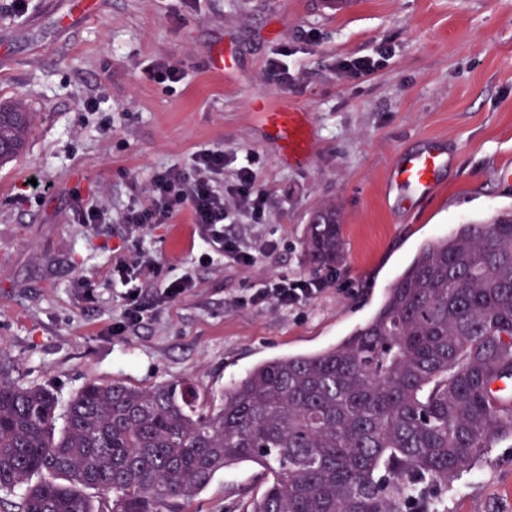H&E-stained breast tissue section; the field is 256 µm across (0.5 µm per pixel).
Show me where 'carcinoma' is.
I'll return each instance as SVG.
<instances>
[{
  "instance_id": "cac0c4a2",
  "label": "carcinoma",
  "mask_w": 512,
  "mask_h": 512,
  "mask_svg": "<svg viewBox=\"0 0 512 512\" xmlns=\"http://www.w3.org/2000/svg\"><path fill=\"white\" fill-rule=\"evenodd\" d=\"M32 122L0 105V164ZM304 252L316 274L344 262L335 205L313 214ZM505 380L511 208L425 242L367 321L256 363L217 400L189 379L92 381L61 407L0 379V512H168L244 463L266 478L250 512H440L441 491L512 439V401L493 391Z\"/></svg>"
}]
</instances>
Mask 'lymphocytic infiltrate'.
Here are the masks:
<instances>
[{"label":"lymphocytic infiltrate","mask_w":512,"mask_h":512,"mask_svg":"<svg viewBox=\"0 0 512 512\" xmlns=\"http://www.w3.org/2000/svg\"><path fill=\"white\" fill-rule=\"evenodd\" d=\"M256 160L255 154H248L234 183L228 186L224 183L223 150H200L187 167L154 172L146 200L130 206L123 213L122 222L143 233L154 224L174 223L182 211H189L200 242V262L210 263L221 257L239 266H253L259 253L276 251V242H266L257 251L229 234L227 227L242 217L255 224L263 217L268 198L255 188ZM112 283L128 290L121 316L112 327L116 335L135 332L155 304L176 302L195 286L187 273L161 277L157 260L141 249L116 261ZM321 290V283L314 280L272 276L260 281L249 302L288 308L315 297Z\"/></svg>","instance_id":"lymphocytic-infiltrate-1"}]
</instances>
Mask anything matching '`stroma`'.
I'll list each match as a JSON object with an SVG mask.
<instances>
[{"label":"stroma","mask_w":512,"mask_h":512,"mask_svg":"<svg viewBox=\"0 0 512 512\" xmlns=\"http://www.w3.org/2000/svg\"><path fill=\"white\" fill-rule=\"evenodd\" d=\"M0 0V102L22 101L34 122L23 153L0 165V376L52 389L60 402L85 383L150 387L191 379L213 395L260 360L325 349L377 309L426 241L512 208V0ZM388 53L374 74L346 80L339 60ZM223 49L231 72L209 58ZM286 64L288 83L268 71ZM179 82H158L157 63ZM288 108L307 135L283 156L265 115ZM441 149L438 191L414 210L387 181L400 153ZM223 149L225 183L257 155L255 187L270 196L262 223L232 225L278 251L238 268L200 264L187 216L129 233L121 216L155 171ZM38 179L41 189L28 186ZM102 196L99 224L76 219ZM333 202L346 261L322 274L300 305L251 306L256 283L308 279L304 232ZM150 252L196 286L160 304L138 331L113 335L121 246ZM265 488L243 464L216 476L187 512H244ZM446 512H512V442L505 440L449 489Z\"/></svg>","instance_id":"35a3bbf8"}]
</instances>
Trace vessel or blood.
<instances>
[{
	"mask_svg": "<svg viewBox=\"0 0 512 512\" xmlns=\"http://www.w3.org/2000/svg\"><path fill=\"white\" fill-rule=\"evenodd\" d=\"M270 119L282 141L284 154L289 156L303 153L306 146L305 133L293 114L278 110L271 112ZM447 162V155L435 150L405 153L399 157L391 170L390 181L404 191L407 207H415L439 189V174Z\"/></svg>",
	"mask_w": 512,
	"mask_h": 512,
	"instance_id": "obj_1",
	"label": "vessel or blood"
}]
</instances>
